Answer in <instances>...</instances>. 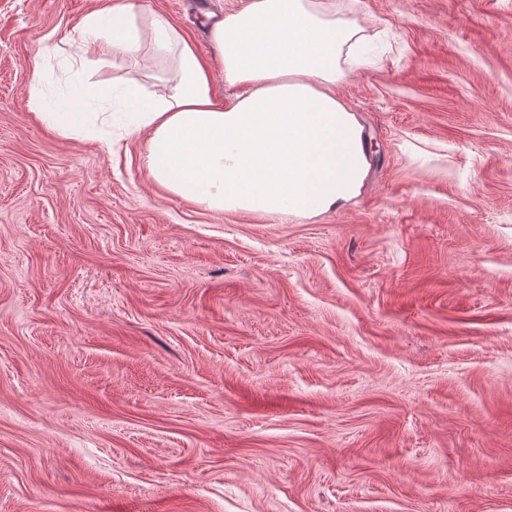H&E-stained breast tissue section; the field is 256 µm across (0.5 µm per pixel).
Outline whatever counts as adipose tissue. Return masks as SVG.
I'll return each instance as SVG.
<instances>
[{
    "label": "adipose tissue",
    "instance_id": "ef3b65f1",
    "mask_svg": "<svg viewBox=\"0 0 512 512\" xmlns=\"http://www.w3.org/2000/svg\"><path fill=\"white\" fill-rule=\"evenodd\" d=\"M85 50L172 59L173 84L147 94L116 81L76 88L50 103L32 81L29 107L59 134H80L96 99L117 104L107 121L144 139L150 176L217 212L278 217L337 210L357 197L370 161L362 127L333 88L356 32L330 0H248L214 21L209 37L227 96L182 31L160 16L142 30L130 8L94 11L81 24Z\"/></svg>",
    "mask_w": 512,
    "mask_h": 512
}]
</instances>
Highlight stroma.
Wrapping results in <instances>:
<instances>
[{
    "label": "stroma",
    "mask_w": 512,
    "mask_h": 512,
    "mask_svg": "<svg viewBox=\"0 0 512 512\" xmlns=\"http://www.w3.org/2000/svg\"><path fill=\"white\" fill-rule=\"evenodd\" d=\"M195 2L0 0V512H512V0H333L370 174L288 219L172 194L107 101L29 109L162 88L83 54L129 4L223 93Z\"/></svg>",
    "instance_id": "1"
}]
</instances>
